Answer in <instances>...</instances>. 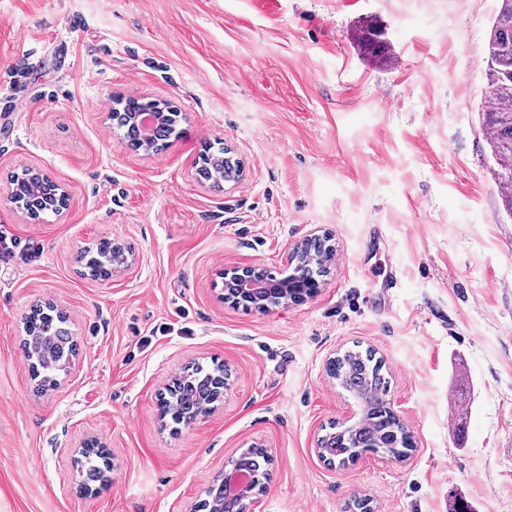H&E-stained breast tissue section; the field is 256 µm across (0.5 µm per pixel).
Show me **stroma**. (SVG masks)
I'll list each match as a JSON object with an SVG mask.
<instances>
[{
  "mask_svg": "<svg viewBox=\"0 0 512 512\" xmlns=\"http://www.w3.org/2000/svg\"><path fill=\"white\" fill-rule=\"evenodd\" d=\"M0 0V512H196L253 445L272 457L253 512H512V216L478 106L501 0ZM373 25L384 52L356 39ZM136 90L180 109L160 153L109 107ZM244 158L212 187L205 148ZM28 167L70 193L31 220L6 202ZM338 256L311 298L225 304L224 269L287 273L296 242ZM102 239L124 270L87 276ZM65 312L78 355L40 393L22 339L34 304ZM373 349L406 458L328 465L317 443L357 401L329 358ZM228 365L195 423L161 417L183 367ZM108 482L80 493L84 444Z\"/></svg>",
  "mask_w": 512,
  "mask_h": 512,
  "instance_id": "obj_1",
  "label": "stroma"
}]
</instances>
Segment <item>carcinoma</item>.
I'll return each mask as SVG.
<instances>
[{
    "instance_id": "obj_1",
    "label": "carcinoma",
    "mask_w": 512,
    "mask_h": 512,
    "mask_svg": "<svg viewBox=\"0 0 512 512\" xmlns=\"http://www.w3.org/2000/svg\"><path fill=\"white\" fill-rule=\"evenodd\" d=\"M485 73L489 94L481 102L479 111L504 208L512 215V0H501L500 11L492 24ZM154 109L165 114L162 126L151 134L152 143L160 150L163 142L175 132L178 112L158 103ZM12 184L15 193L10 202L32 218L60 212L57 186L47 176L24 171L12 177ZM324 253L325 244L321 240H314L307 246L306 267L310 278L326 273L327 262L321 260ZM86 254L89 255L86 268L90 275L100 276L112 269V241L100 240L95 247L87 249ZM24 332L23 346L32 378L37 381V388L43 390L55 384L58 372L65 370L75 356L76 346L64 326V318L51 306L33 307L25 318ZM221 371L219 366L212 371L199 365L191 366L185 380L165 403L163 415L180 422L190 421L194 410L211 401L210 387ZM328 371L363 407L361 423L324 436L329 459L343 466L364 451L382 452L398 459L406 456L411 447L410 435L390 407L382 361L370 350H350L331 361ZM102 456L103 451L99 449L85 452L82 471L86 480H103L104 472L98 465Z\"/></svg>"
}]
</instances>
